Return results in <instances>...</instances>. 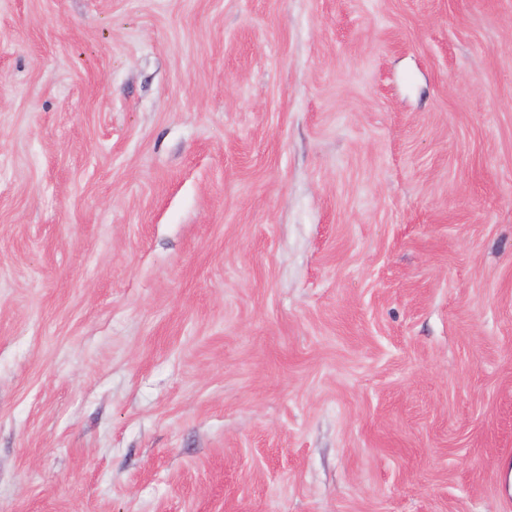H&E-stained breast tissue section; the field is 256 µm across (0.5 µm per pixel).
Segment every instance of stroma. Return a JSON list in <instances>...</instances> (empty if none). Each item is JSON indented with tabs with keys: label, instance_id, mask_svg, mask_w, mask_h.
Listing matches in <instances>:
<instances>
[{
	"label": "stroma",
	"instance_id": "stroma-1",
	"mask_svg": "<svg viewBox=\"0 0 512 512\" xmlns=\"http://www.w3.org/2000/svg\"><path fill=\"white\" fill-rule=\"evenodd\" d=\"M0 512H512V0H0Z\"/></svg>",
	"mask_w": 512,
	"mask_h": 512
}]
</instances>
